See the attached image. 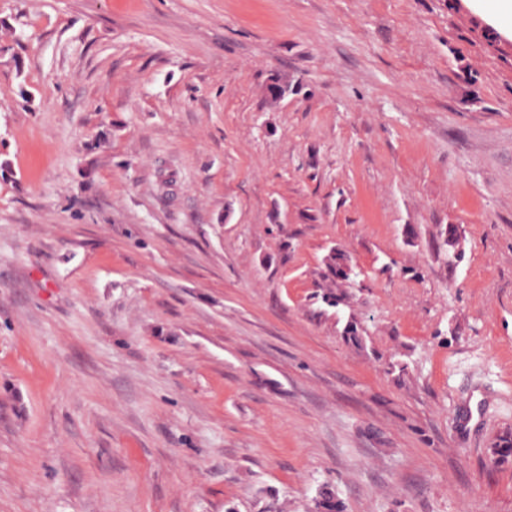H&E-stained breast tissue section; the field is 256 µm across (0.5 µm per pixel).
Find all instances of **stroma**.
Here are the masks:
<instances>
[{"instance_id": "obj_1", "label": "stroma", "mask_w": 512, "mask_h": 512, "mask_svg": "<svg viewBox=\"0 0 512 512\" xmlns=\"http://www.w3.org/2000/svg\"><path fill=\"white\" fill-rule=\"evenodd\" d=\"M510 434L472 0H0V512H512Z\"/></svg>"}]
</instances>
